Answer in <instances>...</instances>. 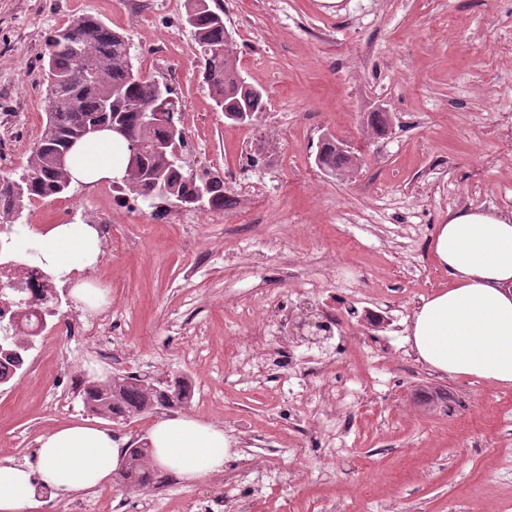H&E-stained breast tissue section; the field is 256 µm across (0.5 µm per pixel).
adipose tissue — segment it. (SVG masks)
Here are the masks:
<instances>
[{
    "mask_svg": "<svg viewBox=\"0 0 512 512\" xmlns=\"http://www.w3.org/2000/svg\"><path fill=\"white\" fill-rule=\"evenodd\" d=\"M126 159L124 144L102 132L77 142L66 164L74 183L92 185L120 173ZM24 240L59 280L101 255L96 230L80 222L30 230ZM430 249L450 286L413 315L418 359L441 374L512 385V210L457 209L437 225ZM149 441L153 465L187 481L221 471L231 445L223 428L186 414L157 421ZM38 444L36 466L0 461V512H36L41 485L65 495L111 483L126 440L84 422L52 429Z\"/></svg>",
    "mask_w": 512,
    "mask_h": 512,
    "instance_id": "adipose-tissue-1",
    "label": "adipose tissue"
}]
</instances>
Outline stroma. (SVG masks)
I'll return each instance as SVG.
<instances>
[{
	"label": "stroma",
	"mask_w": 512,
	"mask_h": 512,
	"mask_svg": "<svg viewBox=\"0 0 512 512\" xmlns=\"http://www.w3.org/2000/svg\"><path fill=\"white\" fill-rule=\"evenodd\" d=\"M242 75L265 91L259 122H225L196 69L181 16L127 0H0V173L21 171L45 121L48 37L91 14L124 33L134 62L173 90L189 163L224 179V218L167 220L104 209L94 187L29 203L28 229L106 216L129 246L83 279L107 288L116 355L60 336L0 392V460H34L52 428L92 420L80 396L56 408L68 371L188 378L186 414L236 442L226 467L277 480L226 491L178 484L177 504L226 494L252 512H499L512 505V386L449 377L418 361L408 326L447 287L429 242L449 211L512 209V0H222ZM165 44L164 66L155 45ZM390 128L375 135L370 113ZM362 164L338 180L315 163L323 134ZM336 324L323 378L283 320ZM309 412H302V400ZM344 449L331 456L328 434Z\"/></svg>",
	"instance_id": "obj_1"
}]
</instances>
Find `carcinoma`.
Listing matches in <instances>:
<instances>
[{"instance_id": "cac0c4a2", "label": "carcinoma", "mask_w": 512, "mask_h": 512, "mask_svg": "<svg viewBox=\"0 0 512 512\" xmlns=\"http://www.w3.org/2000/svg\"><path fill=\"white\" fill-rule=\"evenodd\" d=\"M183 21L200 50L199 74L207 86L215 110L225 119L238 112L257 122L265 110L262 89L242 79L231 48L232 34L224 25L221 0H185ZM44 70L46 121L28 155L26 166L16 176L0 175V233L10 235L27 203L35 197L61 198L72 182L67 168L56 157L69 153L95 126L120 125L138 147L129 159L126 177L120 183L125 194L158 207L168 200L201 198L208 207L224 203V179L206 171L194 172L185 158L158 146L171 137V128L182 130L167 103L173 127L149 121L147 113L170 97L168 84L143 74L135 67L127 37L92 15L71 19L46 42ZM318 160L334 173L350 169V158L336 151V140L321 144ZM32 349L20 337L14 323L0 324V354L23 365V355ZM191 386L182 377L158 384L135 375H115L107 380L87 379L83 405L93 414L117 423L165 406L178 409L191 400ZM150 448L128 445L120 484L144 489L148 473L159 474L149 465Z\"/></svg>"}]
</instances>
